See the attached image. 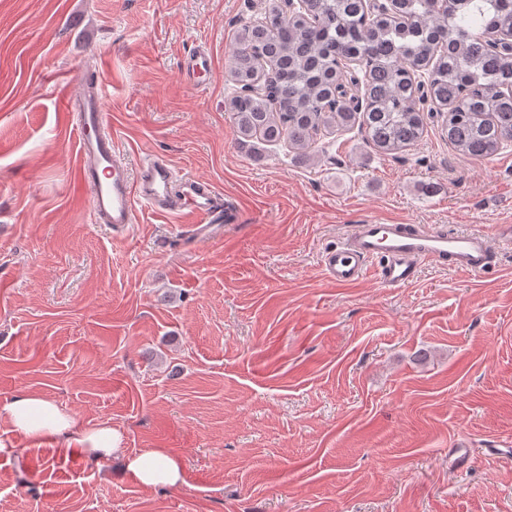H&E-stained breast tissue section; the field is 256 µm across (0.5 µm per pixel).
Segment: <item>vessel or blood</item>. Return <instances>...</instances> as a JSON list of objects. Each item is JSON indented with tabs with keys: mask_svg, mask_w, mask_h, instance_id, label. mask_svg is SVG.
I'll list each match as a JSON object with an SVG mask.
<instances>
[{
	"mask_svg": "<svg viewBox=\"0 0 512 512\" xmlns=\"http://www.w3.org/2000/svg\"><path fill=\"white\" fill-rule=\"evenodd\" d=\"M104 89L94 83L79 99H63L65 111L77 113L75 125L79 181L90 194V207L97 223L123 228L135 223L137 205L159 215L190 210L196 233L208 224H236L240 212L202 179L177 174L165 160L152 156L142 160L137 171L119 158V150L102 130L108 121L102 109ZM512 248V225L495 232L450 231L423 224H383L371 219L351 224L335 245L320 254L325 274L342 286L375 274L384 286L401 288L413 284L423 266L451 268L484 276L496 266L501 250Z\"/></svg>",
	"mask_w": 512,
	"mask_h": 512,
	"instance_id": "1",
	"label": "vessel or blood"
}]
</instances>
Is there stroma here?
Instances as JSON below:
<instances>
[{
  "label": "stroma",
  "instance_id": "1",
  "mask_svg": "<svg viewBox=\"0 0 512 512\" xmlns=\"http://www.w3.org/2000/svg\"><path fill=\"white\" fill-rule=\"evenodd\" d=\"M266 4L0 0V409L37 392L184 463L182 484L144 487L20 439L0 512H512V250L495 275L426 266L403 288L319 263L372 218L512 225V144L460 156L430 103L396 155L356 126L304 153L242 137L228 55ZM200 46L202 91L182 75ZM88 71L128 161L164 156L240 223L204 240L142 208L95 223L61 101Z\"/></svg>",
  "mask_w": 512,
  "mask_h": 512
}]
</instances>
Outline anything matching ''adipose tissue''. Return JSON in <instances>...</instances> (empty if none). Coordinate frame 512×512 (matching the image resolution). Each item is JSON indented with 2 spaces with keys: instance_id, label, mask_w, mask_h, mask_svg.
Listing matches in <instances>:
<instances>
[{
  "instance_id": "ef3b65f1",
  "label": "adipose tissue",
  "mask_w": 512,
  "mask_h": 512,
  "mask_svg": "<svg viewBox=\"0 0 512 512\" xmlns=\"http://www.w3.org/2000/svg\"><path fill=\"white\" fill-rule=\"evenodd\" d=\"M5 412L13 432L28 442L50 440L96 460L122 458L125 478L143 486L174 487L183 481L181 457L162 448H149L135 456L125 455L123 435L111 422L85 427L45 396L19 394L6 405Z\"/></svg>"
}]
</instances>
